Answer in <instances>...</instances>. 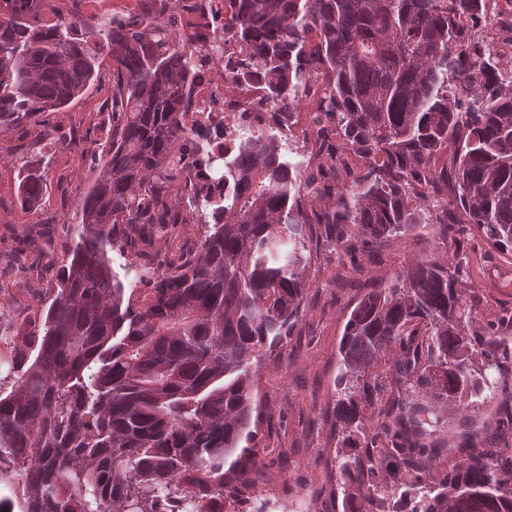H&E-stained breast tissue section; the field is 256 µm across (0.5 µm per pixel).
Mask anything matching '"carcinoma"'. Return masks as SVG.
Instances as JSON below:
<instances>
[{
	"label": "carcinoma",
	"instance_id": "1",
	"mask_svg": "<svg viewBox=\"0 0 512 512\" xmlns=\"http://www.w3.org/2000/svg\"><path fill=\"white\" fill-rule=\"evenodd\" d=\"M42 0H0V136L45 126L112 59V140L81 219L68 226L54 295L8 361L0 390V468L17 480L0 512H213L255 487L268 463L251 429L259 348L291 335L306 281L299 227L322 224L352 269L394 237L432 225L445 264L409 262L357 303L339 344L334 408L343 491L362 512H402L386 490L430 478L438 493L410 512H512V411L456 436L459 462L440 468L437 404L487 402L507 385L500 327L475 330L472 229L512 255V67L466 24L483 0H221L203 45L173 12L39 20ZM224 58L215 80L254 82L277 120L306 107L324 79L315 153L293 163L274 136L252 135L233 159L194 125L196 62ZM448 154L438 170L435 160ZM362 160L358 167L347 157ZM348 184L332 210L302 197ZM35 206L45 168L18 171ZM468 224L435 222L430 209ZM188 224L205 233L174 252ZM125 260L121 272L111 253ZM393 351V373L375 374ZM377 410L375 426L363 409Z\"/></svg>",
	"mask_w": 512,
	"mask_h": 512
}]
</instances>
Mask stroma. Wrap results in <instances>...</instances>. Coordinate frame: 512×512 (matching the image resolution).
<instances>
[{
    "mask_svg": "<svg viewBox=\"0 0 512 512\" xmlns=\"http://www.w3.org/2000/svg\"><path fill=\"white\" fill-rule=\"evenodd\" d=\"M140 0H46L40 18L51 23L79 13H137ZM112 103V63L104 61L98 82L68 107L49 115L46 131L19 130L0 137V359L12 354L13 331L55 286L67 241L64 219L78 214L97 166L105 157ZM326 117L317 103L294 114L283 155L310 152ZM46 166L51 183L34 210L18 200L22 159ZM309 287L300 321L287 340L266 350L255 375L259 421L254 440L269 459L262 483L248 494L246 512H356L338 484V432L333 424L338 345L350 313L369 288L389 281L408 261L447 262L450 248L430 233L394 239L381 248L365 275L354 272L325 238L319 224L306 225ZM469 290L480 321L512 312V262L490 248L471 257Z\"/></svg>",
    "mask_w": 512,
    "mask_h": 512,
    "instance_id": "obj_1",
    "label": "stroma"
}]
</instances>
